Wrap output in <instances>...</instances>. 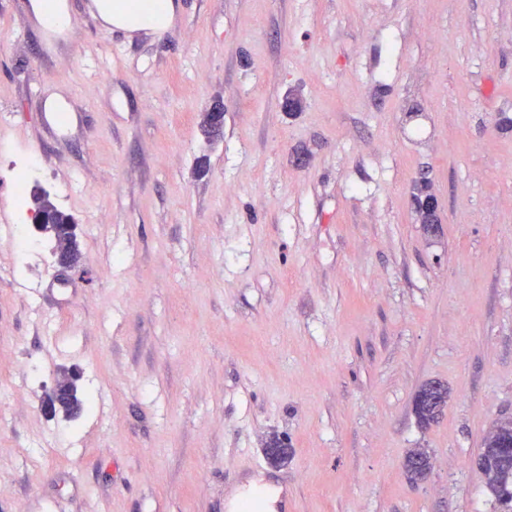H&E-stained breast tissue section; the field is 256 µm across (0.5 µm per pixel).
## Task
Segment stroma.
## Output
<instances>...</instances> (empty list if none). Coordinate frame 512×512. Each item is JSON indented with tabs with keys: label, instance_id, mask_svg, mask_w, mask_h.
<instances>
[{
	"label": "stroma",
	"instance_id": "1",
	"mask_svg": "<svg viewBox=\"0 0 512 512\" xmlns=\"http://www.w3.org/2000/svg\"><path fill=\"white\" fill-rule=\"evenodd\" d=\"M66 2L52 44L0 0V199L37 160L80 251L0 208V512H232L251 477L276 512H501L474 459L512 417V0H180L134 40ZM68 368L93 405L49 416ZM414 206L420 224H425L430 233H435L441 224V206L435 194L428 187L421 185V189L413 196ZM445 385L439 382H432L420 389L415 396L413 409L416 416L428 415L424 410H430L439 405L445 399ZM443 404L441 403L434 412L438 411ZM424 409V410H423Z\"/></svg>",
	"mask_w": 512,
	"mask_h": 512
}]
</instances>
